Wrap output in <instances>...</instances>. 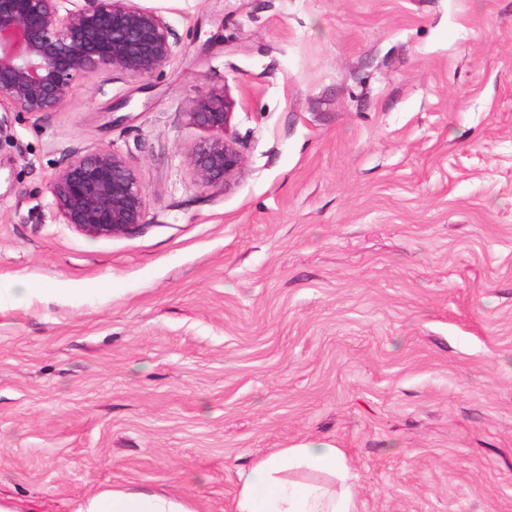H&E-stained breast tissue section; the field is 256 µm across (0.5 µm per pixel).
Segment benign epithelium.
Segmentation results:
<instances>
[{"instance_id":"obj_1","label":"benign epithelium","mask_w":512,"mask_h":512,"mask_svg":"<svg viewBox=\"0 0 512 512\" xmlns=\"http://www.w3.org/2000/svg\"><path fill=\"white\" fill-rule=\"evenodd\" d=\"M179 42L161 14L136 0H0V109L56 112L91 69L150 79ZM233 106L227 96L208 92L189 108L190 119L211 131L191 157L202 189L223 187L242 167L230 134ZM49 190L61 223L88 237H119L147 223L134 165L109 148L74 153Z\"/></svg>"}]
</instances>
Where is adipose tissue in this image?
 <instances>
[{"label": "adipose tissue", "mask_w": 512, "mask_h": 512, "mask_svg": "<svg viewBox=\"0 0 512 512\" xmlns=\"http://www.w3.org/2000/svg\"><path fill=\"white\" fill-rule=\"evenodd\" d=\"M344 453L327 441L279 449L242 472L235 512H358ZM77 512H196L182 499L116 488L85 498Z\"/></svg>", "instance_id": "obj_1"}]
</instances>
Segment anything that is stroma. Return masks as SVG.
<instances>
[{
    "label": "stroma",
    "mask_w": 512,
    "mask_h": 512,
    "mask_svg": "<svg viewBox=\"0 0 512 512\" xmlns=\"http://www.w3.org/2000/svg\"><path fill=\"white\" fill-rule=\"evenodd\" d=\"M149 80L0 112V499L112 488L234 512L239 472L340 448L359 512H512V0H138ZM241 169L202 189L198 96ZM135 166L147 222L56 216L72 152Z\"/></svg>",
    "instance_id": "35a3bbf8"
}]
</instances>
